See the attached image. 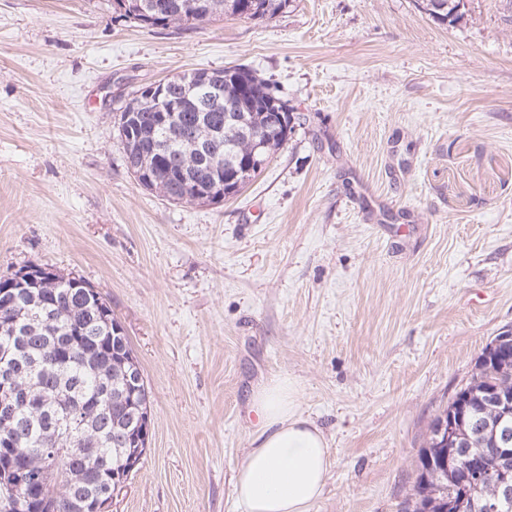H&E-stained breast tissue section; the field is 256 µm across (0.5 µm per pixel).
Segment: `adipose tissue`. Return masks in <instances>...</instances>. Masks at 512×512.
Wrapping results in <instances>:
<instances>
[{"mask_svg":"<svg viewBox=\"0 0 512 512\" xmlns=\"http://www.w3.org/2000/svg\"><path fill=\"white\" fill-rule=\"evenodd\" d=\"M253 446L234 476L243 512H308L329 471L326 436L299 410V387L287 376L258 388Z\"/></svg>","mask_w":512,"mask_h":512,"instance_id":"ef3b65f1","label":"adipose tissue"}]
</instances>
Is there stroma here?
Returning a JSON list of instances; mask_svg holds the SVG:
<instances>
[{
	"label": "stroma",
	"instance_id": "35a3bbf8",
	"mask_svg": "<svg viewBox=\"0 0 512 512\" xmlns=\"http://www.w3.org/2000/svg\"><path fill=\"white\" fill-rule=\"evenodd\" d=\"M469 0H291L144 27L112 0H0V277L40 264L112 307L149 391L111 512H241L255 387L324 431L309 512H410L427 428L512 331V23ZM244 64L306 121L243 191L170 202L128 170L129 92ZM466 0H416L418 8L431 16L441 24H454L457 18H449L452 9L448 8L450 4L460 3ZM449 19V21H448Z\"/></svg>",
	"mask_w": 512,
	"mask_h": 512
}]
</instances>
